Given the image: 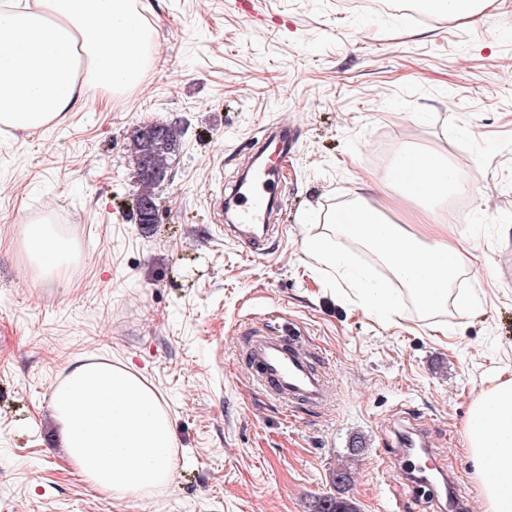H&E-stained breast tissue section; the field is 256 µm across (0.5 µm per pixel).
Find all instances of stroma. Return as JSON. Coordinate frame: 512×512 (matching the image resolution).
<instances>
[{"mask_svg":"<svg viewBox=\"0 0 512 512\" xmlns=\"http://www.w3.org/2000/svg\"><path fill=\"white\" fill-rule=\"evenodd\" d=\"M139 0L162 51L119 102L36 131L0 130V512H313L336 495L350 449L358 512H440L403 452L423 420L456 502L484 512L464 449L472 402L512 376V0L438 23L367 19L338 0ZM290 123L275 175L272 251L249 257L222 230L212 191L234 193L246 163ZM183 130L157 191L159 221L135 220L127 136L138 124ZM433 151L467 174L468 234L487 266L463 275L468 309L403 304L381 319L302 249L325 216L355 204L383 172L386 146ZM52 212L79 258L45 291L22 227ZM276 318L320 357L333 389L321 410L287 411L253 385L241 328ZM441 333H434L433 325ZM131 365L159 392L176 433L173 481L116 500L78 475L49 399L87 356Z\"/></svg>","mask_w":512,"mask_h":512,"instance_id":"stroma-1","label":"stroma"}]
</instances>
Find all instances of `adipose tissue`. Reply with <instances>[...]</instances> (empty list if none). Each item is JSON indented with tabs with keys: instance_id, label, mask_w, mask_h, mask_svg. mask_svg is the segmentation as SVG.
Listing matches in <instances>:
<instances>
[{
	"instance_id": "adipose-tissue-1",
	"label": "adipose tissue",
	"mask_w": 512,
	"mask_h": 512,
	"mask_svg": "<svg viewBox=\"0 0 512 512\" xmlns=\"http://www.w3.org/2000/svg\"><path fill=\"white\" fill-rule=\"evenodd\" d=\"M160 53L135 0H0V125L35 130L57 124L85 104V91L114 101L139 85ZM404 168H389L377 184L380 206L353 205V223L332 212L328 234L309 236L303 251L348 279L369 310L394 314L397 295L351 272L338 252L347 238L371 250L403 284L415 307H447L448 291L466 269L484 264L478 236H448V199L468 187L442 156L411 151ZM402 206L411 224L385 216ZM23 244L29 268L56 287L78 253L51 216L28 222ZM53 415L79 475L108 497H135L172 482L178 467L170 416L159 394L135 371L108 361L70 363L51 393ZM465 447L481 478L487 512H512V378L500 379L471 405Z\"/></svg>"
}]
</instances>
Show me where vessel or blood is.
<instances>
[{
	"label": "vessel or blood",
	"mask_w": 512,
	"mask_h": 512,
	"mask_svg": "<svg viewBox=\"0 0 512 512\" xmlns=\"http://www.w3.org/2000/svg\"><path fill=\"white\" fill-rule=\"evenodd\" d=\"M264 195L256 191L246 199L236 236L251 254H261L265 236L252 232V224L261 219ZM242 358L258 388L266 395L294 410L306 406L317 410L328 405L330 381L318 370L311 352L301 338L288 334L279 324H252L243 330Z\"/></svg>",
	"instance_id": "vessel-or-blood-1"
}]
</instances>
